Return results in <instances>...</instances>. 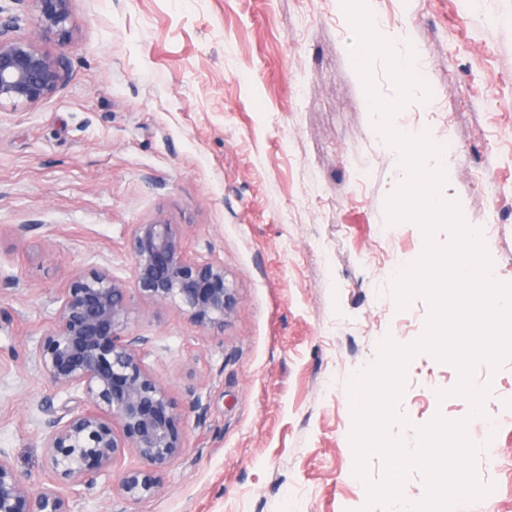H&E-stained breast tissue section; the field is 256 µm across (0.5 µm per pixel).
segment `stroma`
<instances>
[{"mask_svg":"<svg viewBox=\"0 0 512 512\" xmlns=\"http://www.w3.org/2000/svg\"><path fill=\"white\" fill-rule=\"evenodd\" d=\"M60 50L69 80L39 105L0 112V457L32 488L51 483L45 402L67 404L29 354L79 270L132 278V225H179L188 254L223 263L234 312L201 325L130 291L146 363L184 413L187 447L132 502L126 453L92 486L65 488L74 512H361L354 473L350 377L385 338L425 332L428 302L398 308L393 269L423 251L413 222L388 223L400 155L374 127L338 0H73ZM496 16L459 0H373L413 52L430 95L409 101L397 130L452 139L447 184L463 219L485 226L493 278L512 284V0ZM27 225L18 233V225ZM457 368L421 352L408 363L398 410L413 441L435 416L465 421L483 445L512 357L479 363L492 387L482 415L456 395ZM500 466L475 473L495 495L451 512H512V429Z\"/></svg>","mask_w":512,"mask_h":512,"instance_id":"stroma-1","label":"stroma"}]
</instances>
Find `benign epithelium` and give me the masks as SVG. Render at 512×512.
Masks as SVG:
<instances>
[{
    "label": "benign epithelium",
    "instance_id": "7a95c632",
    "mask_svg": "<svg viewBox=\"0 0 512 512\" xmlns=\"http://www.w3.org/2000/svg\"><path fill=\"white\" fill-rule=\"evenodd\" d=\"M27 15L28 31L0 5V109L35 106L67 81L62 57L51 47L73 34V0H10ZM128 248L132 284L108 266L74 273L54 323L31 358L47 383L74 395V406L49 420L43 442L57 484L91 485L126 452L145 467L127 472L119 491L127 500L156 495V473L186 448L177 403L145 362V336L133 334L129 287L157 304L175 305L199 324H222L235 309L224 265L200 262L185 251L176 224L157 218L132 227ZM0 512H72L55 487L34 492L0 458Z\"/></svg>",
    "mask_w": 512,
    "mask_h": 512
}]
</instances>
